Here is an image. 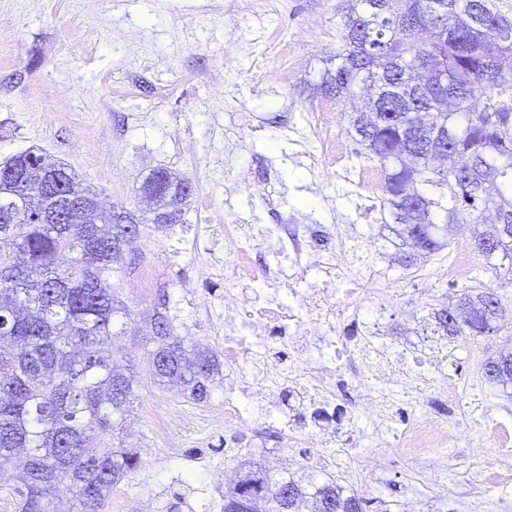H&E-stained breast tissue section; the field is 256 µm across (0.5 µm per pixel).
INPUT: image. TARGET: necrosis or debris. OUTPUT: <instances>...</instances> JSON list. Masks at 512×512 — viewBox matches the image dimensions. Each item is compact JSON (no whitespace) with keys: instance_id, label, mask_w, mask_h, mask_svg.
<instances>
[{"instance_id":"1","label":"necrosis or debris","mask_w":512,"mask_h":512,"mask_svg":"<svg viewBox=\"0 0 512 512\" xmlns=\"http://www.w3.org/2000/svg\"><path fill=\"white\" fill-rule=\"evenodd\" d=\"M224 237V445L264 454L289 450L288 469L357 475L362 448H387L415 473L447 470L462 440L493 444L476 473L470 512H486L489 491L512 492V421L492 415L457 376L442 336L428 350L390 336L365 301L410 297L352 225H331L328 244L309 226L287 237L228 218ZM264 250V263L255 253ZM448 416L433 413L434 404Z\"/></svg>"}]
</instances>
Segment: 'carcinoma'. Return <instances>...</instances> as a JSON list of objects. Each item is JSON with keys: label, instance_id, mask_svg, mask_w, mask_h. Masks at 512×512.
Listing matches in <instances>:
<instances>
[{"label": "carcinoma", "instance_id": "1", "mask_svg": "<svg viewBox=\"0 0 512 512\" xmlns=\"http://www.w3.org/2000/svg\"><path fill=\"white\" fill-rule=\"evenodd\" d=\"M349 0L342 25L344 48L336 68L324 78L336 99L349 101L362 90L366 110L352 112L350 134L365 154L379 161L383 172V207L403 226L415 248L409 225L432 227L426 256L447 246L465 224H483L486 216L512 208V72L489 68L484 44L499 40L502 57L512 61V27L495 28L506 17L494 0H449L443 22L455 39L422 46L417 34L403 28V18L424 12L426 0ZM480 8L489 25H471ZM440 60L448 83L421 97L407 78L429 57ZM447 127L444 168L428 157V139L414 141V159L399 160L407 129L413 123ZM181 178L166 170L152 171L141 194L165 205L164 190L178 191ZM13 251H0V317L8 320V347L0 345V459L25 456L18 512H53V500L71 496L76 512H106L112 486L138 467L137 455L107 446V437L123 427L135 397L131 366L118 364L115 353L130 318L104 274L113 271L112 232L88 244L74 224H10ZM476 249L486 261H509L512 238L496 251ZM72 266L61 270L64 256ZM454 309L460 322L436 316L448 336H483L495 330L503 315L499 297L490 292L462 294ZM153 317L160 329L150 332L149 351L155 382H172L195 401L210 395L218 363L174 334L166 315ZM489 383H512V351L485 365ZM237 485L224 490V512L234 502L254 500L258 512H286L277 486L288 498L309 496L315 512H364L362 500L345 495L329 482L302 483L274 477L250 459Z\"/></svg>", "mask_w": 512, "mask_h": 512}]
</instances>
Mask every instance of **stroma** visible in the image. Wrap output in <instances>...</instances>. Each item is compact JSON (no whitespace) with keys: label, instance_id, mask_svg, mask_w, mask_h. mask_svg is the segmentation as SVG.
<instances>
[{"label":"stroma","instance_id":"35a3bbf8","mask_svg":"<svg viewBox=\"0 0 512 512\" xmlns=\"http://www.w3.org/2000/svg\"><path fill=\"white\" fill-rule=\"evenodd\" d=\"M346 0H0V162L34 149L64 163L98 194L104 209L141 208L139 188L163 167L194 186L177 223L146 224L109 275L132 320L122 341L138 380L137 396L112 445L132 448L139 467L120 482L129 496L153 495L157 512H215L199 490L212 483L211 456L223 455L224 432L211 417L223 398L214 383L197 402L154 383L147 359L148 322L164 308L177 335L207 347L213 331L208 309L182 301L179 282L193 280L199 293L221 294L223 279L209 275L223 262V236L208 232L225 212L256 224L354 225L373 250L389 256L402 288L417 287L411 268L425 258H406L405 248L383 237L382 189H361L347 171L380 173L377 160L357 156L350 106L320 89L336 65ZM287 42V57L271 48ZM295 61L289 77L281 72ZM249 112L254 127L237 133L232 158L224 156V115ZM336 115L346 157L343 168L319 161L314 118ZM250 185L225 197L224 185L239 172ZM484 266L478 280L448 281L449 301L479 289L498 292L505 308L497 332L482 337L486 358L512 349V291H499L511 277ZM441 305L426 296L383 309L389 332L410 335V320L434 318ZM165 398L190 418L174 438L184 457L160 458L145 403ZM479 464L460 447L448 472V496L431 512H461ZM361 486L345 494L364 498L367 512H404L415 474L396 460L377 475L370 459L354 457Z\"/></svg>","mask_w":512,"mask_h":512}]
</instances>
